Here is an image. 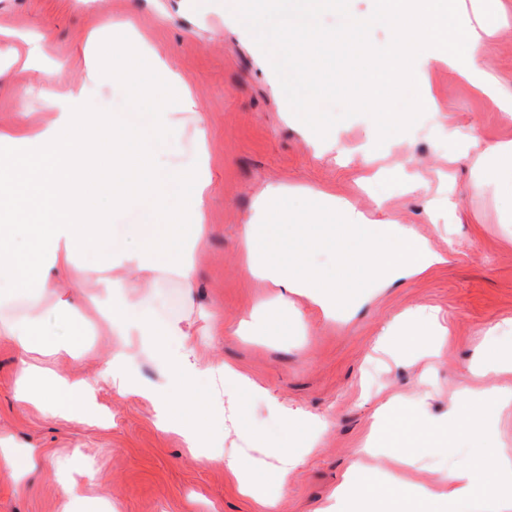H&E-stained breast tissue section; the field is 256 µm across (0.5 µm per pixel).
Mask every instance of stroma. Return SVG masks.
<instances>
[{"mask_svg":"<svg viewBox=\"0 0 512 512\" xmlns=\"http://www.w3.org/2000/svg\"><path fill=\"white\" fill-rule=\"evenodd\" d=\"M192 3L107 0L105 12L99 13L88 0H0V127L14 124L22 112L42 114L47 69H59L63 84L86 82L91 54L86 33L128 20L190 85L206 114L211 148L207 238L193 292H186L177 280H157L136 312L153 316L161 326L181 321L190 333L169 338L171 347L193 346L206 360L232 364L263 388V396L248 404L254 443L242 442L223 418L215 416L209 421L210 447L250 457L266 470L274 463L269 451L280 447L285 430L282 419L270 410L269 399L328 420L319 447L293 475L287 492L268 488L276 502L273 512H313L345 473L382 402L394 395L411 398L421 390L424 410L443 415L463 367L483 345L487 328L500 324L495 344L512 346V328L504 324L512 318V232L501 222L512 203L490 193L467 195L475 177L471 161L449 163L451 143L425 114L419 117L415 138L396 146L392 158L419 170L429 181L428 191L411 190L409 183L392 177L360 190L358 181L368 172L360 156L345 166L328 157L315 158L301 128L283 118L286 104L313 105L324 122L336 128L344 145H355L364 130L353 114L351 87L335 83L318 88L304 82L296 50L301 37L282 36L280 17H269L251 48L224 30V14L235 0H210L204 14L196 13ZM288 6L304 15L306 29L337 31L345 26L348 11L371 12L374 2L349 0L344 10L319 0H288ZM25 37L40 39L49 58L47 67L8 65L10 49ZM258 53L265 62L261 68L254 60ZM270 72L277 74L281 94L273 93L266 79ZM430 88L454 112L461 131L476 130L487 144L512 141V125L501 123L491 101L456 73L433 69ZM87 109L136 129L145 153L164 159L192 146L191 127L173 134L156 131L145 108L133 103L122 85H93ZM269 182L328 189L363 208L373 198H383L394 214L416 223L421 235L447 253L448 261L386 289L345 322L324 321L300 299L290 307L272 303L271 289L246 273L240 239L242 224ZM452 189L463 195L456 219L427 223V208H443ZM91 211L110 224L109 240L115 247L131 245L127 225H141L149 234L156 223L154 202L148 196L122 210L113 209L111 200L98 198ZM407 308L433 310L451 330L448 347L434 365L373 350L377 336ZM254 314L269 320L266 334L237 335L239 323ZM282 318L288 321L284 330L277 325ZM119 345L131 354L130 368L143 387L164 384L161 360L139 337L117 340L98 319L86 326L73 357L38 360L51 374L96 381L97 406L110 418L104 424L85 415L51 417L17 400L18 355L8 340L0 338V439L35 449L39 464L21 482L0 468V512H64L66 498L59 483L63 472L79 475L83 495L109 501L112 512H265L238 492L223 465L200 464L178 436L160 431L149 401L118 395L100 381L106 358ZM428 368L433 371L431 382L419 389L418 378ZM494 454V449L477 447L467 432L449 439L447 453L425 455L421 469L410 478L431 481L448 460Z\"/></svg>","mask_w":512,"mask_h":512,"instance_id":"stroma-1","label":"stroma"}]
</instances>
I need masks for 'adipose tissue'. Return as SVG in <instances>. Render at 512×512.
Masks as SVG:
<instances>
[{"instance_id":"1","label":"adipose tissue","mask_w":512,"mask_h":512,"mask_svg":"<svg viewBox=\"0 0 512 512\" xmlns=\"http://www.w3.org/2000/svg\"><path fill=\"white\" fill-rule=\"evenodd\" d=\"M493 2L492 10L482 13L469 10L466 0H377L371 13H350L343 30L321 31L305 40L303 50L310 64L302 77L316 82L314 63L329 42L353 49L369 28L388 30L387 45L371 52L379 66L355 91V109L366 115L365 138L358 151L369 162L391 152L388 133L411 138L419 114L455 127L454 114L442 109L428 92L408 112L391 111L385 104L384 89L425 78L437 66L455 71L494 102L502 121L512 123V87L500 84L486 70L485 58L498 33L495 17L504 8L503 0ZM267 19L261 0H237L224 24L251 45ZM87 42L94 48L95 67L103 80L124 85L135 102L151 103L148 117L157 130L192 124L195 149L168 172H161L158 160L140 151L135 129L111 125L106 116L86 111L89 88L84 84L50 92L48 121L34 124L30 113L23 112L11 127L0 130V143L13 146L22 162L35 165L39 177V198L34 201L16 181L0 174V199L9 198L11 204L10 209L0 208V235L26 243L24 251L0 252V333L11 340L20 358L18 397L52 416L90 411L87 380L61 379L45 386L30 359L45 350L61 358L67 355L38 328L41 295L94 282L112 299L110 307L100 311L111 334L138 330L163 358L166 382L146 393L155 406L159 429L181 437L200 463H224L243 496L270 506L268 484L287 491L292 474L319 447L328 421L273 402L287 432L276 466L263 478L248 458L221 455L209 447L202 414L230 410L240 436L250 439L245 400L260 394V387L230 365L205 363L194 348L169 350L167 337L189 333L180 323L158 328L151 319L133 314L147 278L164 275L184 287L192 285L211 186L206 117L195 111L183 78L137 32L94 30ZM159 86L167 89V102H153V90ZM456 145L455 159L476 156L482 172L470 184V194L490 191L512 200V143L486 145L471 131L458 135ZM146 194L154 198L158 230L135 247H108L104 224L82 221L91 199L106 198L113 208L121 209ZM240 235L249 276L276 289L277 300L305 299L327 321L347 314L371 289L413 278L446 261L410 224L387 216L383 200H374L372 209L365 210L320 190L310 193L305 207L297 208L292 189L277 182L262 189ZM94 250L101 251L102 264L74 277L77 254ZM322 252L336 255L332 271L313 263V256ZM450 338L448 328L432 313L409 309L378 336L376 346L398 357H410L418 350L436 357ZM204 372L223 379V392L200 397L197 382ZM492 374L512 377V351L495 348L468 365L447 415L423 422L433 444H447L449 433L465 421L476 420L492 429L502 414L512 415V386L479 383ZM380 455L374 434H367L327 505L314 512H356L369 492L377 497L393 495L406 507L422 502L431 512H467L483 489L481 468L468 460L452 463L438 483L407 482L406 474L415 466L410 456L392 457L386 482L367 486V469Z\"/></svg>"}]
</instances>
